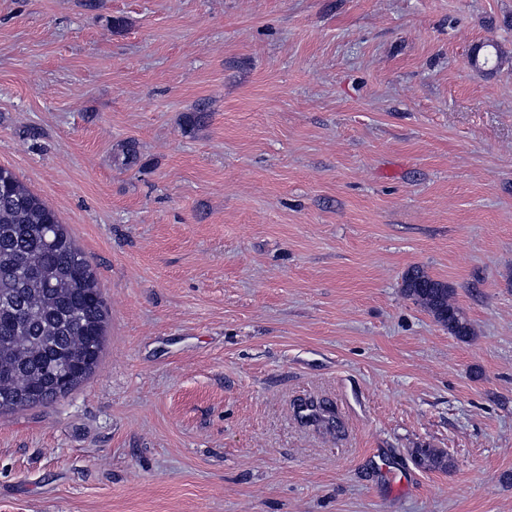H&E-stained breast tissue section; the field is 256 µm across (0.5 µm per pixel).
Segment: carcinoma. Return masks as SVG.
<instances>
[{
	"label": "carcinoma",
	"mask_w": 512,
	"mask_h": 512,
	"mask_svg": "<svg viewBox=\"0 0 512 512\" xmlns=\"http://www.w3.org/2000/svg\"><path fill=\"white\" fill-rule=\"evenodd\" d=\"M139 161L133 140L114 156L121 169ZM402 293L450 335L473 336L447 283L413 268ZM106 319L91 265L56 211L0 167V414L59 398L55 375L64 367L72 387L80 385L98 366ZM414 453L420 466L448 468L441 451L421 446Z\"/></svg>",
	"instance_id": "carcinoma-1"
}]
</instances>
